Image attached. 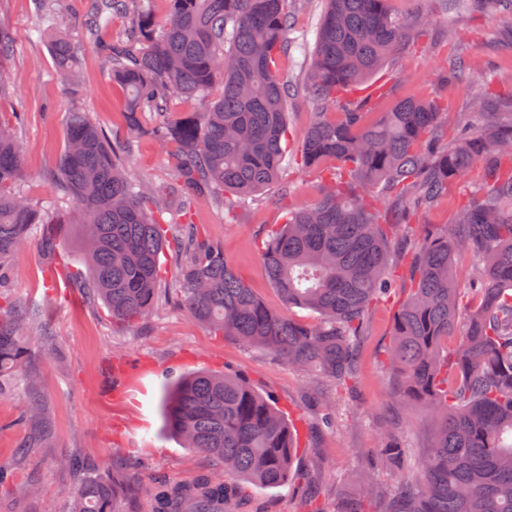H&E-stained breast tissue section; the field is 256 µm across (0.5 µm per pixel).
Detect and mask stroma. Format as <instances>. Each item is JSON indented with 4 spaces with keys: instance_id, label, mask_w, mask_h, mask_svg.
Masks as SVG:
<instances>
[{
    "instance_id": "obj_1",
    "label": "stroma",
    "mask_w": 512,
    "mask_h": 512,
    "mask_svg": "<svg viewBox=\"0 0 512 512\" xmlns=\"http://www.w3.org/2000/svg\"><path fill=\"white\" fill-rule=\"evenodd\" d=\"M320 7L319 0H310L295 15L297 40L281 61L293 80H300L307 69ZM0 23L9 26L17 40L5 65L10 89L0 97V113L21 115L25 177L19 190L51 213H68L71 199L46 177L64 147L67 112L77 107L90 113L109 136L124 128L125 95L104 77L92 45L77 61L76 91L68 90L41 32L33 0H0ZM468 25L471 35L462 53L493 64L500 83L512 87V47L501 40L502 23L486 16ZM456 54L434 31L405 61L400 78L387 70L377 78L389 82L393 98H426L438 90V66ZM127 171L155 189L173 181L164 149L147 135L134 141ZM279 220V201L270 191L239 211L233 224L225 223L222 209L206 202L193 214L200 230L223 244L248 286L276 310L284 303L265 275L256 242ZM59 234L64 241L59 260L74 272V279L47 287L49 270L35 242L18 255L11 270L10 297L25 299L46 321L58 353L48 357L34 349L9 393L0 396V467L8 474L0 485V512H70L75 487L89 475L105 476L115 469L131 475L138 485L137 512H149L150 494L158 483L190 485L200 474L221 471L218 461L183 448L164 433L163 389L195 370L244 376L298 427L299 448L287 483L247 489L261 512H332L336 498L352 491L348 476L367 470L368 451L382 438L380 422L391 425L412 456L429 448L431 433L423 407L394 397L396 384L381 365L396 301L371 310L359 345L355 388L336 401L334 425L327 428L322 424L325 409L313 401L306 374L261 350L214 335L181 308L160 307L131 327L113 324L106 308L90 300L78 284L87 270L78 262L68 225H61ZM125 368L131 371L132 385L120 395L114 391V377ZM32 375L46 411L41 422L22 417ZM28 485L33 494L19 497L16 487Z\"/></svg>"
}]
</instances>
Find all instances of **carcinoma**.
I'll return each instance as SVG.
<instances>
[{
  "label": "carcinoma",
  "instance_id": "carcinoma-1",
  "mask_svg": "<svg viewBox=\"0 0 512 512\" xmlns=\"http://www.w3.org/2000/svg\"><path fill=\"white\" fill-rule=\"evenodd\" d=\"M163 20L143 0H90L74 18L72 38L42 0L50 47L61 76L74 80L85 43L112 15L128 25L104 49V75L127 94L126 132L112 141L74 108L65 143L49 172L74 202L69 215L51 216L15 190L24 174V147L15 126L0 121V396L25 364L32 344L55 352L47 327L1 289L16 256L32 237L55 263L57 227L71 224L87 265L90 297L112 321L132 326L162 304L161 257L175 254L172 300L212 331L266 350L288 366L312 373L313 398L330 407L352 390L356 352L369 309L394 292L408 259L409 284L399 301L382 361L397 380L396 396L421 404L432 444L413 460L399 436L383 425L371 469L356 493L333 512H512V88L491 68L459 58L438 67L441 86L477 79L471 111L460 112L448 134L447 102L403 98L377 111L391 88L363 85L388 66L400 67L415 43L437 25L432 0L402 16L395 0H325L310 64L298 85L279 61L288 49L295 0H168ZM446 44H465L464 18L512 17V0H442ZM13 31L0 23V96L4 62L15 52ZM219 97L197 112L172 117L178 99ZM303 95L315 112L300 149L286 157L288 102ZM152 117L150 134L172 149L174 179L154 190L132 179L126 154ZM321 174L315 202L288 204L278 181L285 160ZM478 166L483 180L457 208L452 224L421 225L410 254L401 241L421 211L448 197L449 187ZM283 202L280 222L258 243L266 276L283 301L314 315L301 321L265 305L224 257V246L193 224L192 208L207 200L232 222L238 210L268 190ZM181 198L166 220L168 196ZM466 259L471 277L459 282ZM165 428L197 453L224 463L195 486L161 485L154 512H242L234 475L264 488L285 484L296 445L294 424L240 375L198 373L161 398ZM396 484L384 490L378 474ZM135 483L126 474L96 477L78 488L73 512H130L123 507Z\"/></svg>",
  "mask_w": 512,
  "mask_h": 512
}]
</instances>
